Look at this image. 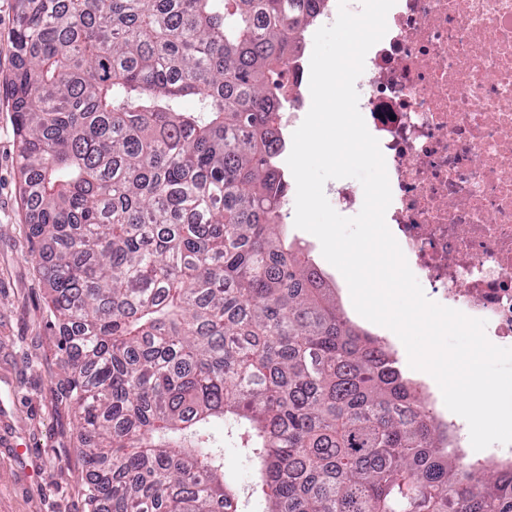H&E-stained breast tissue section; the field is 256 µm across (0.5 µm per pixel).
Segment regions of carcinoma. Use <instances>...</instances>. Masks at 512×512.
<instances>
[{
  "label": "carcinoma",
  "mask_w": 512,
  "mask_h": 512,
  "mask_svg": "<svg viewBox=\"0 0 512 512\" xmlns=\"http://www.w3.org/2000/svg\"><path fill=\"white\" fill-rule=\"evenodd\" d=\"M318 4L16 0L20 193L88 512H512V464L467 465L280 223ZM251 473L243 455L235 448L224 447V479L231 485L247 488Z\"/></svg>",
  "instance_id": "carcinoma-1"
}]
</instances>
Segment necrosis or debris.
<instances>
[{
    "label": "necrosis or debris",
    "instance_id": "obj_1",
    "mask_svg": "<svg viewBox=\"0 0 512 512\" xmlns=\"http://www.w3.org/2000/svg\"><path fill=\"white\" fill-rule=\"evenodd\" d=\"M321 0L300 32L298 85L283 126L307 103V49L339 6ZM358 108L378 139L392 201L386 224L435 301L486 320L512 343V0H396L366 55Z\"/></svg>",
    "mask_w": 512,
    "mask_h": 512
}]
</instances>
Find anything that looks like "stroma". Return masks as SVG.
<instances>
[{"label":"stroma","instance_id":"35a3bbf8","mask_svg":"<svg viewBox=\"0 0 512 512\" xmlns=\"http://www.w3.org/2000/svg\"><path fill=\"white\" fill-rule=\"evenodd\" d=\"M15 0H0V512H86V468L78 455L74 413L61 401L60 353L49 327L45 285L31 256L37 241L20 197L18 148L5 79L13 66L10 32ZM337 304L363 328L392 346L404 373L420 384L429 403L442 405L433 377L408 367L402 342L388 328L372 327L356 312L346 288L312 234L295 230ZM23 443L28 456L12 446Z\"/></svg>","mask_w":512,"mask_h":512}]
</instances>
